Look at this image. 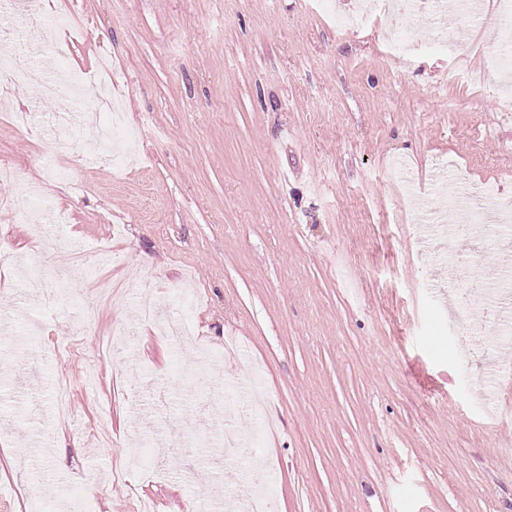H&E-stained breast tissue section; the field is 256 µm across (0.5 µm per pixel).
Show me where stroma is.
<instances>
[{"instance_id":"obj_1","label":"stroma","mask_w":512,"mask_h":512,"mask_svg":"<svg viewBox=\"0 0 512 512\" xmlns=\"http://www.w3.org/2000/svg\"><path fill=\"white\" fill-rule=\"evenodd\" d=\"M83 37L39 36L18 66L59 52L67 69L112 63V94L139 130L136 164L98 159L75 169L82 192H46L66 234L120 264L67 286L41 308L19 288L42 247L20 218L25 203L0 180V512H20L21 476L38 512H183L191 498L235 505L243 467L215 460L200 386V349L224 378L259 375L265 430L249 464L275 475L272 512H512V393L488 415L474 374H493L503 348L457 334L428 290L436 267L414 233L394 178L406 162L432 194L439 161L512 203V101L485 73L488 31L469 34L453 80L434 46L459 15L423 19L418 48L385 58V19L362 30L337 18L361 0H58ZM40 102L37 126L58 120L34 82L10 86L7 109ZM36 126V128H37ZM0 120V161L46 178L50 143ZM112 299L81 335L75 297L96 281ZM198 296L175 298L184 282ZM191 319L193 345L172 347L140 316L141 302ZM112 363L97 396L82 380L101 337ZM72 381L76 421L53 426L58 377Z\"/></svg>"}]
</instances>
